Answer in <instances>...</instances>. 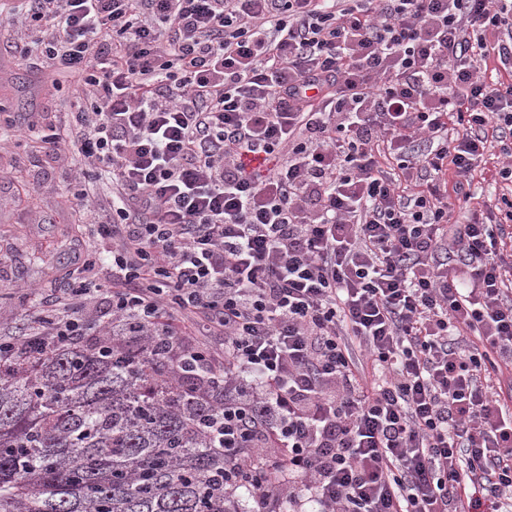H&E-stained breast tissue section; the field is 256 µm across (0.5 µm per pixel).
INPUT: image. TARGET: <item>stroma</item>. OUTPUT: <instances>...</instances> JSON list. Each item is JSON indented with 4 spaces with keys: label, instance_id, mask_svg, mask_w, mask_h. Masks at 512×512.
Masks as SVG:
<instances>
[{
    "label": "stroma",
    "instance_id": "stroma-1",
    "mask_svg": "<svg viewBox=\"0 0 512 512\" xmlns=\"http://www.w3.org/2000/svg\"><path fill=\"white\" fill-rule=\"evenodd\" d=\"M76 81L46 83L39 72L0 52V104L11 124L63 126L76 101ZM79 161L46 153L23 140L0 141V333L24 337L34 328L21 287L58 295L91 253L108 254L111 237L83 223L65 200V177Z\"/></svg>",
    "mask_w": 512,
    "mask_h": 512
}]
</instances>
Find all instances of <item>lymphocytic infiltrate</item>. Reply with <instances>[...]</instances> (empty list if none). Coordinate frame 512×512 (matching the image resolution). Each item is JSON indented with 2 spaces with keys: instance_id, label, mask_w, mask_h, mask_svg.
Segmentation results:
<instances>
[{
  "instance_id": "lymphocytic-infiltrate-1",
  "label": "lymphocytic infiltrate",
  "mask_w": 512,
  "mask_h": 512,
  "mask_svg": "<svg viewBox=\"0 0 512 512\" xmlns=\"http://www.w3.org/2000/svg\"><path fill=\"white\" fill-rule=\"evenodd\" d=\"M7 28L83 79L42 139L118 240L111 287L86 263L0 355L197 319L219 348L179 336L170 364L223 389L250 512H512L487 383L512 368V0H10Z\"/></svg>"
}]
</instances>
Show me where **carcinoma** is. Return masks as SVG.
I'll list each match as a JSON object with an SVG mask.
<instances>
[{"instance_id":"1","label":"carcinoma","mask_w":512,"mask_h":512,"mask_svg":"<svg viewBox=\"0 0 512 512\" xmlns=\"http://www.w3.org/2000/svg\"><path fill=\"white\" fill-rule=\"evenodd\" d=\"M120 326L0 363V512H240L208 390Z\"/></svg>"}]
</instances>
